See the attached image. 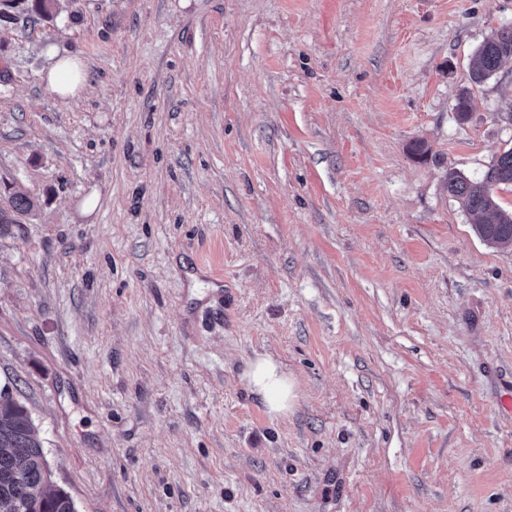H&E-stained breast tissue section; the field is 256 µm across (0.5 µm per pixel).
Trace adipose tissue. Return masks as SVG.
<instances>
[{
	"instance_id": "obj_1",
	"label": "adipose tissue",
	"mask_w": 512,
	"mask_h": 512,
	"mask_svg": "<svg viewBox=\"0 0 512 512\" xmlns=\"http://www.w3.org/2000/svg\"><path fill=\"white\" fill-rule=\"evenodd\" d=\"M46 60L43 81L61 98L78 97L87 75L84 60L59 53L52 46L46 50ZM243 380L248 390L261 397L271 416L284 417L292 409L297 398V383L272 356L259 355L252 359L243 373Z\"/></svg>"
}]
</instances>
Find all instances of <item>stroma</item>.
Wrapping results in <instances>:
<instances>
[{
    "label": "stroma",
    "instance_id": "obj_1",
    "mask_svg": "<svg viewBox=\"0 0 512 512\" xmlns=\"http://www.w3.org/2000/svg\"><path fill=\"white\" fill-rule=\"evenodd\" d=\"M510 24L512 0L0 4V188L37 202L0 237V388L77 512H512V248L446 184L512 148V61L470 80ZM51 44L88 65L77 99L40 78ZM264 353L287 417L242 380ZM509 51L512 52V25L494 32L476 48L472 58V82L479 85L494 75ZM248 390L263 400L273 417H285L297 398V383L270 355L252 359L243 373Z\"/></svg>",
    "mask_w": 512,
    "mask_h": 512
}]
</instances>
